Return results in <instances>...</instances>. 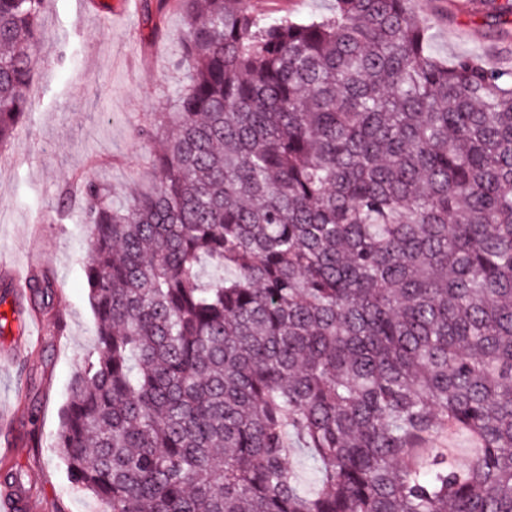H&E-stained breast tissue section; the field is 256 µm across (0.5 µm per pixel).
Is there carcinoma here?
Segmentation results:
<instances>
[{"label": "carcinoma", "mask_w": 512, "mask_h": 512, "mask_svg": "<svg viewBox=\"0 0 512 512\" xmlns=\"http://www.w3.org/2000/svg\"><path fill=\"white\" fill-rule=\"evenodd\" d=\"M404 3L180 0L158 184L65 191L98 333L57 446L102 512H512V69ZM42 4L0 0V146ZM257 1H265L262 11L272 16L285 14L299 18H307L314 14H325L329 12L332 0H251V4Z\"/></svg>", "instance_id": "cac0c4a2"}]
</instances>
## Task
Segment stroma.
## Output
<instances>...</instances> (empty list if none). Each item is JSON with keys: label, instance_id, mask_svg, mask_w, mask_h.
I'll return each instance as SVG.
<instances>
[{"label": "stroma", "instance_id": "stroma-1", "mask_svg": "<svg viewBox=\"0 0 512 512\" xmlns=\"http://www.w3.org/2000/svg\"><path fill=\"white\" fill-rule=\"evenodd\" d=\"M112 2L44 0L29 112L0 147V347L25 319L11 305L6 267L29 274L39 261L51 268L49 307L67 321L62 337L42 326L23 366L0 364V414L17 441L10 465L57 512L100 509L71 486L56 447L71 380L97 337L85 279L87 229L78 206H62V192L87 178L116 188L118 203L128 205L155 184L154 156L164 140L146 141L137 131L172 111L174 91L187 76L179 62L187 23L181 8L167 9L156 27L141 8L117 18ZM405 6L428 27L441 59L480 51L488 66H512V22L490 18L481 0ZM33 429L40 436L35 448L26 443Z\"/></svg>", "mask_w": 512, "mask_h": 512}]
</instances>
